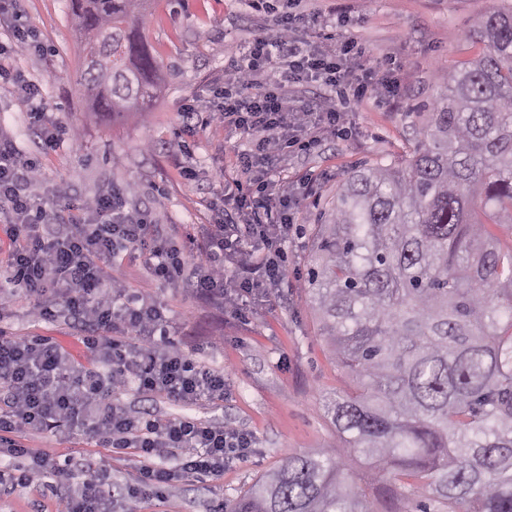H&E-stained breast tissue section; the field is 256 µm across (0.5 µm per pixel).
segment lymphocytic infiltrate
<instances>
[{"mask_svg":"<svg viewBox=\"0 0 512 512\" xmlns=\"http://www.w3.org/2000/svg\"><path fill=\"white\" fill-rule=\"evenodd\" d=\"M256 8L275 15V32L249 43L230 77L236 92H225L223 104L200 100L188 113L208 112L225 126L250 135V146L237 159L254 195L236 196L223 223L202 228L210 252L190 264V250L176 231L161 230L151 211L130 214L127 188H115L75 205L67 228L50 233L55 220L48 201L33 187L45 179L43 155L77 135L48 112L36 82L11 67L9 60L39 52L41 45L24 24L19 0H0V25L10 30L0 44V84L13 88L25 104L31 126L38 129L37 152L20 156L13 142L0 141V225L13 244L9 265L0 275V294H22L40 320L67 314L81 320V342L87 364L72 362L58 345L34 337L0 336V386L9 394L0 409V452L24 459L18 485H53L66 512H112L111 465L101 460L76 477L57 471L50 454L17 442L15 433L80 428L105 448H134L142 460L128 495L156 498L178 485L223 474L233 461L247 457L255 445L250 434L206 425L189 416L165 421L134 415L112 402L113 388L136 385L183 404L224 396V375L192 359L176 343L179 325L154 296L129 295L112 274L120 252L148 259L161 287H171L186 267L188 284L200 296L239 304L279 287L288 270L285 244L294 224L295 199L277 187L274 161L289 148L313 149L316 131L342 130L347 114L333 108L318 112L289 107L281 88L304 79L342 94L347 101L394 97V79L378 76L361 43L348 31L344 13H327L323 28L336 32L334 48L302 44L299 14L290 4L275 7L256 0ZM175 453L179 462L167 468L160 460Z\"/></svg>","mask_w":512,"mask_h":512,"instance_id":"1","label":"lymphocytic infiltrate"}]
</instances>
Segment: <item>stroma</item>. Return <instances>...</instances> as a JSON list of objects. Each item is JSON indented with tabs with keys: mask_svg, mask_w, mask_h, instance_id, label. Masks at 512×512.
Instances as JSON below:
<instances>
[{
	"mask_svg": "<svg viewBox=\"0 0 512 512\" xmlns=\"http://www.w3.org/2000/svg\"><path fill=\"white\" fill-rule=\"evenodd\" d=\"M250 0H185L173 11L168 0H155L143 35L167 75L166 88L153 112L107 118L86 111L76 84L83 66L81 43L71 26L69 0H20L28 25L42 49L16 58V66L41 87L51 112L79 133L78 146L63 145L43 156L48 183L37 193L60 208L115 187L129 188L127 210L149 209L155 223L177 228L183 238L197 236L203 225L217 223L225 187L237 186L242 174L236 159L248 146L245 135L224 128L201 112L183 114L185 104L223 93L224 77L244 47L271 36V13L250 7ZM350 14L358 38L379 73L398 79V99H370L342 105L329 89L289 84L283 93L290 105L315 109L345 106L349 124L342 132H319V147L278 158L275 180L297 201L289 236L288 273L278 290L249 301L248 315H236L220 299L201 297L189 288L159 291L144 258L119 254L114 273L133 292L162 295L183 329L182 349L191 358L224 374L223 399L188 407L165 395L126 386L112 399L131 413L165 420L188 414L202 423L230 426L252 435L255 446L234 461L222 476L179 486L165 499L131 497L140 466L136 449L111 455L112 480L120 486L112 512H215L236 500L282 458L308 455L337 443L324 397L345 389L348 378L331 357L304 280L315 227L327 197L351 167L408 152L425 124L426 110L440 91L444 70L477 52L466 35L474 18L512 0H301L306 19L302 41H311L313 23L327 6ZM0 137L20 152L35 150L36 136L26 108L12 88L0 85ZM197 173L181 176L182 168ZM22 295L0 300V331L10 336H42L82 361L83 325L69 315L51 322L29 314ZM24 445L50 452L73 467L107 455L88 435L76 431L24 434ZM0 512H65L59 496L31 485L0 496Z\"/></svg>",
	"mask_w": 512,
	"mask_h": 512,
	"instance_id": "obj_1",
	"label": "stroma"
}]
</instances>
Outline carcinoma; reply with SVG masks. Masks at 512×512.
I'll return each instance as SVG.
<instances>
[{"label":"carcinoma","mask_w":512,"mask_h":512,"mask_svg":"<svg viewBox=\"0 0 512 512\" xmlns=\"http://www.w3.org/2000/svg\"><path fill=\"white\" fill-rule=\"evenodd\" d=\"M152 0H70L87 108L149 112ZM475 57L443 76L413 150L353 169L318 225L308 290L353 382L326 405L339 451L290 456L228 512H512V10L477 17Z\"/></svg>","instance_id":"carcinoma-1"}]
</instances>
